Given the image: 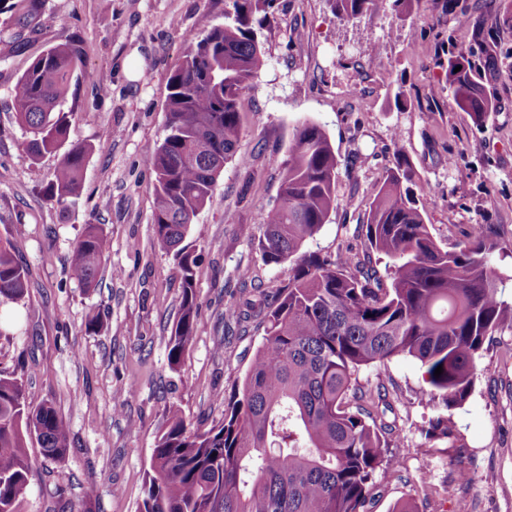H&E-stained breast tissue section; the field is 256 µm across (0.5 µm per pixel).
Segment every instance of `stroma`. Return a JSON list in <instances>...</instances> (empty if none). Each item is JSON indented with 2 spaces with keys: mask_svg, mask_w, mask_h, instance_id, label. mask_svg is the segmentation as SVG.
Instances as JSON below:
<instances>
[{
  "mask_svg": "<svg viewBox=\"0 0 512 512\" xmlns=\"http://www.w3.org/2000/svg\"><path fill=\"white\" fill-rule=\"evenodd\" d=\"M504 0H420L411 12L389 0L356 22L329 0H275L262 31V63L242 98V151L225 164L185 244L197 258L202 305L178 369L167 340L181 300L180 270L154 239L155 175L146 152L165 136L170 74L187 34L223 24L229 0H37L20 27L0 12V239L28 269V294L0 308V372L21 378L31 405L49 401L66 422L70 451L39 460L21 512H139L144 473L169 406L193 427L224 419V397L241 386L261 345L255 321L229 318L251 297L250 271L269 293L287 285L289 264L268 265L257 227L276 201L294 127L322 126L340 160L337 205L306 250L363 252L375 186L403 151L435 241L453 249L474 225L490 224L491 264L512 298V29L485 40L475 63L495 110L476 125L448 91V36L471 40ZM79 41L92 80L70 89V143L89 146L80 195L68 210L42 190L60 153L30 160L12 92L48 47ZM378 59H371L370 47ZM106 235L97 288L85 289L70 257L87 225ZM101 314L97 331L85 316ZM384 382L396 425L398 473L378 472L369 512L399 502L416 512H512V328L485 343L467 402L453 412L454 440L422 432L437 416L422 392L423 368L408 356L360 371ZM135 386L133 397L125 389Z\"/></svg>",
  "mask_w": 512,
  "mask_h": 512,
  "instance_id": "1",
  "label": "stroma"
}]
</instances>
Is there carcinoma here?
<instances>
[{
    "label": "carcinoma",
    "instance_id": "cac0c4a2",
    "mask_svg": "<svg viewBox=\"0 0 512 512\" xmlns=\"http://www.w3.org/2000/svg\"><path fill=\"white\" fill-rule=\"evenodd\" d=\"M378 2L332 0L336 17L347 23ZM273 4L231 0L224 25L188 37L169 78L167 134L146 154L156 175L155 238L181 273L179 314L167 341L173 370L200 307L196 257L182 243L224 164L245 162L241 97L261 64L259 36ZM480 42L477 35L454 41L448 57V90L477 124L494 110L470 61ZM83 55L77 43L50 47L15 85V111L33 161L68 138L64 104L72 81L91 78ZM88 154L86 146L71 145L44 187L48 200L64 210L75 203ZM339 165L318 124L295 127L277 202L259 225L262 260L291 264L292 276L254 307L263 341L242 387L224 399V421L201 432L180 409L168 410L140 512H366L375 474L396 471L398 461L389 451L394 425L385 419L386 389L364 391L356 374L396 356L421 363L425 394L444 410L429 420L425 436L453 437L448 412L470 397L487 339L512 327L503 279L487 262L495 231L478 224L464 245L440 247L414 195L412 169L399 157L377 185L365 224L367 251L390 260L385 275L358 255L307 253L305 243L336 208ZM105 251L102 231L88 225L71 257L72 276L84 287L98 285ZM27 290V268L0 242V304L22 301ZM34 443L43 458L60 461L69 450L68 427L53 403L31 406L23 382L0 373V512H20L36 472L27 451Z\"/></svg>",
    "mask_w": 512,
    "mask_h": 512
}]
</instances>
